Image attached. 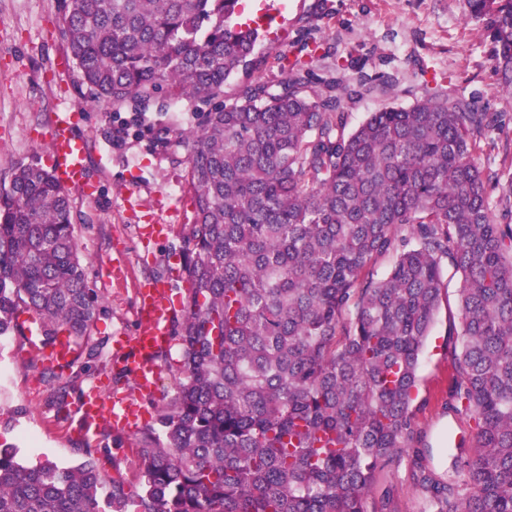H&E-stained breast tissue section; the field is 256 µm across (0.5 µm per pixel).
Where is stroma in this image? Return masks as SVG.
Returning <instances> with one entry per match:
<instances>
[{
    "instance_id": "obj_1",
    "label": "stroma",
    "mask_w": 512,
    "mask_h": 512,
    "mask_svg": "<svg viewBox=\"0 0 512 512\" xmlns=\"http://www.w3.org/2000/svg\"><path fill=\"white\" fill-rule=\"evenodd\" d=\"M60 14L61 0H0V179L20 162L49 165L53 115L80 114L73 132L89 145L86 179L96 191L89 196L72 187L68 195L89 285L102 299L93 334L111 340L135 329L139 285L173 277L181 266L192 218L187 151L165 150L160 143L179 137L194 118L184 100L139 120L97 102L66 57ZM303 40L318 45L307 59L315 76L347 81L353 75L347 61L363 63L371 90L348 103L350 127L383 107L408 106L436 92L465 100L512 132V94L502 88L490 39L469 19L466 0H281L279 19L256 48L262 61L257 77L281 79L280 55L295 56ZM146 224L165 225L166 231L144 241L140 228ZM443 280L415 399L419 445L427 465L441 475L451 461L449 448L469 436L471 425L446 406L462 278L447 267ZM53 373L26 338H0V446L21 449L31 467L48 459L77 463V450L86 444L74 420L48 405ZM412 466L404 453L380 471L368 504L385 498L388 512H423L425 496L410 481Z\"/></svg>"
}]
</instances>
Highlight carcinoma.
I'll return each mask as SVG.
<instances>
[{
    "label": "carcinoma",
    "mask_w": 512,
    "mask_h": 512,
    "mask_svg": "<svg viewBox=\"0 0 512 512\" xmlns=\"http://www.w3.org/2000/svg\"><path fill=\"white\" fill-rule=\"evenodd\" d=\"M67 50L96 100L162 112L187 98L193 207L182 269L188 287L159 356L176 393L160 431L134 438L139 484L99 471L122 435L80 461L24 465L0 448V512H367L375 473L402 451L434 512H512V176L486 168L488 113L427 94L348 129L347 102L369 90L313 78L300 57L275 84L258 68V29L240 0H62ZM512 88V0H466ZM392 265L381 279L373 268ZM461 274V332L448 413L474 422L473 456L442 480L422 464L414 390L443 291ZM97 297L68 193L39 162L0 180V335L28 313L44 344L79 347L53 380L51 405L112 362L91 337Z\"/></svg>",
    "instance_id": "cac0c4a2"
}]
</instances>
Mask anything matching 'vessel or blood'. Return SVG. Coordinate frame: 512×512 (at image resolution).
Returning a JSON list of instances; mask_svg holds the SVG:
<instances>
[{"label":"vessel or blood","mask_w":512,"mask_h":512,"mask_svg":"<svg viewBox=\"0 0 512 512\" xmlns=\"http://www.w3.org/2000/svg\"><path fill=\"white\" fill-rule=\"evenodd\" d=\"M74 115L56 113L51 140L52 173L64 186L85 187L87 145L72 133ZM169 282H151L140 286L136 308L137 328L133 335L120 336L113 352L125 360L135 392L127 394L109 388L104 381L85 387L74 413L85 435H96L101 420L113 427L131 432L136 427L139 401L150 399L157 391L161 369L157 355L172 344V327L176 311L167 301Z\"/></svg>","instance_id":"obj_1"}]
</instances>
